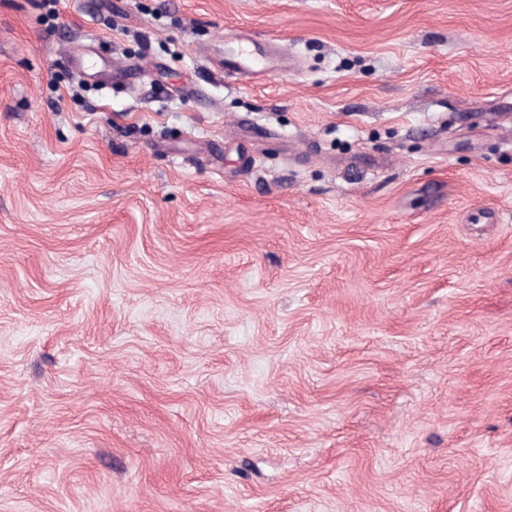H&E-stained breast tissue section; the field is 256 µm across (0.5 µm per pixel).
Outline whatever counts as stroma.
I'll return each instance as SVG.
<instances>
[{"label": "stroma", "mask_w": 512, "mask_h": 512, "mask_svg": "<svg viewBox=\"0 0 512 512\" xmlns=\"http://www.w3.org/2000/svg\"><path fill=\"white\" fill-rule=\"evenodd\" d=\"M0 512H512V0H0ZM249 52L240 51L230 59H221L217 62V71L223 73L224 70L234 69L243 74L256 73L261 68L260 60Z\"/></svg>", "instance_id": "35a3bbf8"}]
</instances>
